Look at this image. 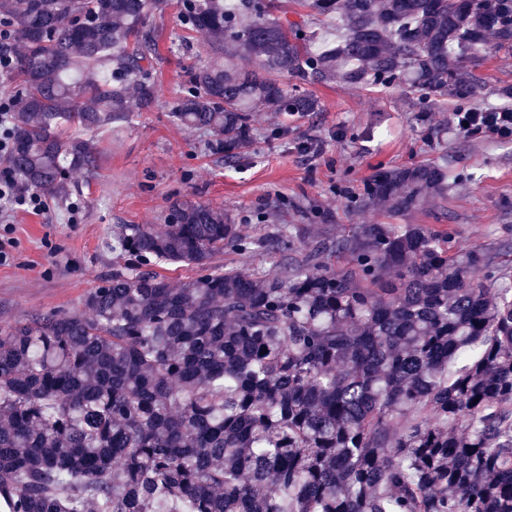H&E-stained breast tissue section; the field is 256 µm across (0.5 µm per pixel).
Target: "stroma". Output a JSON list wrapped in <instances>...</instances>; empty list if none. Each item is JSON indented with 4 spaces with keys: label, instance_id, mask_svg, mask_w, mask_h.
<instances>
[{
    "label": "stroma",
    "instance_id": "obj_1",
    "mask_svg": "<svg viewBox=\"0 0 512 512\" xmlns=\"http://www.w3.org/2000/svg\"><path fill=\"white\" fill-rule=\"evenodd\" d=\"M180 0H166L151 23L159 35L157 101L92 132L102 153L95 174L73 173L66 196L46 212H0L13 245L0 264V326L77 306L82 295L128 258L104 245L122 224H161L174 200L224 210L252 239L282 224L301 227L308 250L323 236L343 238L360 224H387L384 209L361 203L380 169L434 162L448 171V200L404 216L448 235L452 251L490 250L512 266V139L452 130V111L420 115L413 94L332 83L316 87L323 109L307 115L256 112L253 136L225 162L202 130L177 125L171 109L187 86L186 68L205 52L185 28ZM480 90L471 103L495 102L512 85V54L486 49L475 67ZM80 201L76 223L67 204Z\"/></svg>",
    "mask_w": 512,
    "mask_h": 512
}]
</instances>
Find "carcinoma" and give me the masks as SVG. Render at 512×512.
<instances>
[{
    "instance_id": "obj_1",
    "label": "carcinoma",
    "mask_w": 512,
    "mask_h": 512,
    "mask_svg": "<svg viewBox=\"0 0 512 512\" xmlns=\"http://www.w3.org/2000/svg\"><path fill=\"white\" fill-rule=\"evenodd\" d=\"M164 0H0L23 47L5 86L11 167L68 191L94 132L156 100ZM184 0L207 42L174 120L228 160L251 113L320 112L312 85L405 88L426 110L478 92L471 62L512 53V0ZM335 16L342 35L313 30ZM256 66L239 68L237 59ZM298 83L282 86L278 77ZM448 198L435 164L380 170L362 203L395 216ZM294 227L247 240L224 210L176 203L123 224L131 260L78 305L0 327V504L8 512H512V271L425 224H363L303 253ZM269 248L271 273L217 268ZM348 256L342 266L326 257ZM189 266L172 280L155 271ZM485 271L476 279L473 271Z\"/></svg>"
}]
</instances>
